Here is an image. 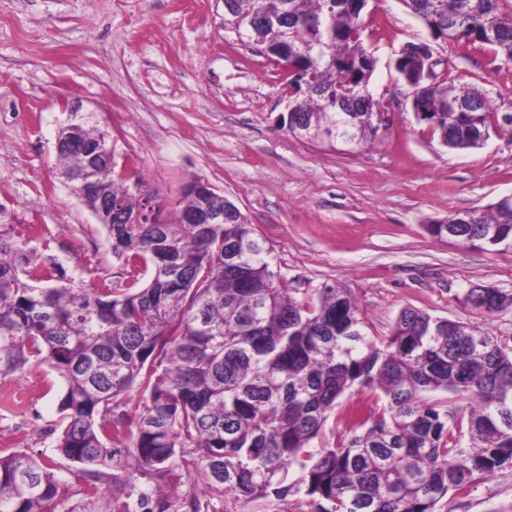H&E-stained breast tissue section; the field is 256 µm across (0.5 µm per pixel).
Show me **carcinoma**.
Listing matches in <instances>:
<instances>
[{
  "label": "carcinoma",
  "mask_w": 512,
  "mask_h": 512,
  "mask_svg": "<svg viewBox=\"0 0 512 512\" xmlns=\"http://www.w3.org/2000/svg\"><path fill=\"white\" fill-rule=\"evenodd\" d=\"M427 26L446 25L512 61V14L502 0H402ZM229 20L240 29L259 12L283 9L299 20L259 45L288 69L298 96L304 138L334 142L345 134L365 146L376 130H347L340 118L376 112L365 96L374 72L363 46L359 13L336 0H234ZM412 94L436 115L431 124L450 149L476 148L474 120L490 126L499 112L482 91L446 76L435 89ZM463 98L475 112H451ZM58 152L63 174L77 150L103 142V132L74 125ZM99 193L130 214L146 206L130 192L126 172L110 156L88 161ZM237 211L234 224H189L191 211ZM112 251L150 264L145 287L120 292L61 284L18 245L0 239V379L34 359L62 378L63 428L58 453L76 466L73 485L43 469L24 451L0 455V512H112L114 462L127 442L135 461L162 479L176 459L201 466L208 500L230 492L255 500L304 493L310 512H434L512 463V351L460 321L404 308L389 335L365 331L360 308L345 288L329 287L317 302L288 294L266 248L245 215L218 194L183 192L176 220L165 224H106ZM457 240L477 248L512 247V204L496 201L456 224ZM238 270L225 268L228 248ZM463 304L492 315L512 310V292L469 288ZM385 398L383 413L356 423L310 451L330 412L350 388ZM142 394L135 430L115 414L114 399ZM425 392L460 401L429 402ZM469 436L471 446H462ZM301 471L285 483L288 468ZM78 497L70 503L72 497ZM118 512H203L196 494L181 500L125 492Z\"/></svg>",
  "instance_id": "1"
}]
</instances>
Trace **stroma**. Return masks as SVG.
I'll use <instances>...</instances> for the list:
<instances>
[{"instance_id": "obj_1", "label": "stroma", "mask_w": 512, "mask_h": 512, "mask_svg": "<svg viewBox=\"0 0 512 512\" xmlns=\"http://www.w3.org/2000/svg\"><path fill=\"white\" fill-rule=\"evenodd\" d=\"M362 41L376 60L369 90L383 122L352 151L281 129L284 72L224 22V0H0V239L26 244L33 261L89 287L141 288L106 229L61 174L56 139L64 100L77 102L107 134L117 165L133 164L138 194L169 222L185 183L199 178L234 202L272 250L289 293L317 301L339 286L356 298L372 336L388 335L412 307L459 320L512 348V311L466 307L474 285L512 292V248L483 250L433 239L426 225L483 209L512 194V135L454 151L417 121L411 89L393 67L401 47L431 42L461 85L494 109L512 108V62L468 41H431L402 0H368ZM59 375L30 362L0 379V454L24 450L62 474ZM381 413L362 387L342 396L328 420L350 425V407ZM118 487L177 499L201 493V470L179 464L162 482L133 458L114 468ZM217 512H309L304 495L253 502L225 494ZM435 512H512V464L448 493Z\"/></svg>"}]
</instances>
